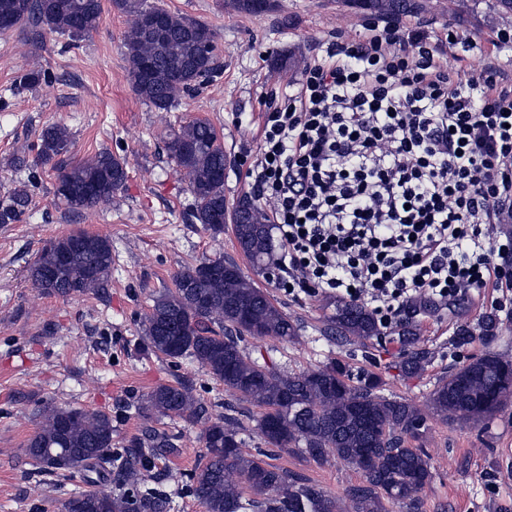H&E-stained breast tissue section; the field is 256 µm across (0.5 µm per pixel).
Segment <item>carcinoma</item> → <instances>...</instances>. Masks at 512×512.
<instances>
[{"label": "carcinoma", "instance_id": "1", "mask_svg": "<svg viewBox=\"0 0 512 512\" xmlns=\"http://www.w3.org/2000/svg\"><path fill=\"white\" fill-rule=\"evenodd\" d=\"M242 13L257 14L275 7V0H231ZM130 16L125 37L129 76L135 93L156 109L168 111L181 97L207 82L217 70L215 33L207 25L163 10L166 35L154 37L146 28L147 0H113ZM9 16L8 31L27 24L79 37L98 28L102 0H0V15ZM66 128H44L34 146L33 165L56 170L55 197L71 212H82L112 199L127 178L124 163L109 151L77 164L58 157L69 151ZM167 152L188 182L192 217L214 235L232 232L241 253L258 273L273 261L272 225L261 207L242 200L228 207L224 198V148L216 129L195 119L174 131ZM32 204L24 190L0 200V224L22 219ZM208 263L222 273L200 276L188 267L173 277L174 288L153 300L146 318L143 344L177 364L191 359L206 369L234 400L263 409L258 429L273 447H291L310 462L329 457L358 468L363 480L345 495L349 509L329 497L305 476L242 451L240 422L209 413L184 384L159 385L142 396L138 413L205 424L206 452L190 476L194 497L207 512H387L385 503L414 501L433 479L429 459L407 439L420 438L431 417L478 424L512 402V360L487 353L440 378L420 408L381 394V380L366 373L349 382L346 367L336 361L305 373H291L255 356L242 346L245 337L288 341L297 326L268 292L245 276L231 259ZM112 272V242L107 236L74 232L49 241L29 269L32 286L46 295L95 293ZM426 301L410 303L401 336L408 349L401 369L408 376L425 371L432 352L415 346L410 320ZM247 310L250 321L239 313ZM328 330L345 341H364L382 334L376 313L354 302L336 304ZM40 423L26 442L25 455L38 472L79 474L89 489L63 504V512H167L168 495L140 490L142 470L177 451L173 436L152 430L148 440L134 439L112 457V419L105 413L45 406ZM129 485L112 496L98 484L112 475ZM254 495L244 500L243 489Z\"/></svg>", "mask_w": 512, "mask_h": 512}]
</instances>
